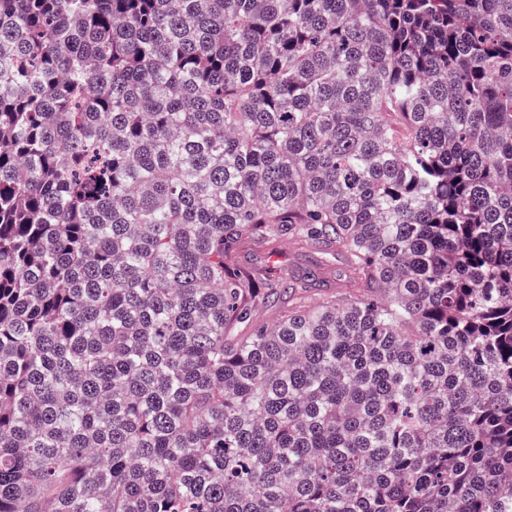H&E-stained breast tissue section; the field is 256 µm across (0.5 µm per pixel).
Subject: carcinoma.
I'll list each match as a JSON object with an SVG mask.
<instances>
[{"label": "carcinoma", "mask_w": 512, "mask_h": 512, "mask_svg": "<svg viewBox=\"0 0 512 512\" xmlns=\"http://www.w3.org/2000/svg\"><path fill=\"white\" fill-rule=\"evenodd\" d=\"M0 512H512V0H0ZM322 257V259L320 258ZM314 259L322 261L325 270L314 281L312 294H323L325 292L344 293L350 288L347 283V262L342 254L320 255L306 250L297 249L288 240L284 239L277 245V253L272 256L271 261H277L289 276L303 277L309 269H313Z\"/></svg>", "instance_id": "cac0c4a2"}]
</instances>
